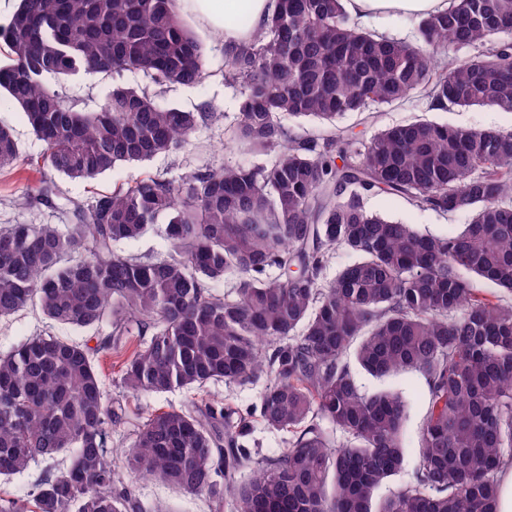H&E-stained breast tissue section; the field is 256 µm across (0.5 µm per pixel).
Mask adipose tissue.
Masks as SVG:
<instances>
[{"label":"adipose tissue","instance_id":"adipose-tissue-1","mask_svg":"<svg viewBox=\"0 0 512 512\" xmlns=\"http://www.w3.org/2000/svg\"><path fill=\"white\" fill-rule=\"evenodd\" d=\"M178 5L188 6L208 24L218 28L225 42L250 40L254 26L260 25L276 8V0H176ZM348 11L355 17H392L398 14L422 17L442 10L447 0H345ZM246 14L252 25L242 28L235 24L237 15Z\"/></svg>","mask_w":512,"mask_h":512}]
</instances>
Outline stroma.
I'll list each match as a JSON object with an SVG mask.
<instances>
[{
	"label": "stroma",
	"mask_w": 512,
	"mask_h": 512,
	"mask_svg": "<svg viewBox=\"0 0 512 512\" xmlns=\"http://www.w3.org/2000/svg\"><path fill=\"white\" fill-rule=\"evenodd\" d=\"M182 16L205 46L206 78L201 85L166 87L153 83L143 74L126 72L110 80L99 76L78 75L51 81L50 86L67 105L83 112L95 110L104 101L112 85L120 83L145 92L164 107L217 113V121L197 130L174 153L141 164L118 166L112 172L88 183L66 179L49 168L33 170L28 161L43 154L44 145L32 134L23 113L7 96L0 95V124L11 129L20 150V157L13 167L0 169V230L14 224H55L60 229H67L73 218L63 205V196L87 201L95 194L111 191L115 183L144 174L176 181L195 170H217L227 164L253 166L269 162V154L225 147L223 119L236 115L239 90L224 80V40L195 13L186 10ZM418 119L446 123L466 130L512 128V113L489 107L432 110L427 100L416 94L408 101L381 108L369 119L360 113L347 114L340 124L353 128L361 142L365 143L379 130ZM365 205L370 212L412 225L418 232L437 236L447 235L450 229L460 227L469 220L465 214L448 215L420 210L399 198L371 195L366 197ZM117 250L125 256L142 261L163 260L171 255L165 226L161 223L151 226L138 240L119 244ZM69 333V328L51 323L38 307L30 306L0 319V355L7 354L17 344L32 336H66ZM120 369V357L112 353L102 357L100 370L105 377L108 397L111 402L126 407V415L121 424L112 429L108 448L117 477L122 483L131 485L142 512H152L159 504L165 506L168 512H210L202 498L153 480H131L125 460L120 454L121 449L131 446L136 432L151 412L182 407L187 403L189 395L185 391L175 390L134 400L121 382ZM359 381L368 390L392 389L405 396L410 409L406 427V466L414 468L420 428L431 405V396L424 378L415 372L381 379L363 373Z\"/></svg>",
	"instance_id": "obj_1"
}]
</instances>
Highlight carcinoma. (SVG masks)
Returning a JSON list of instances; mask_svg holds the SVG:
<instances>
[{"instance_id":"obj_1","label":"carcinoma","mask_w":512,"mask_h":512,"mask_svg":"<svg viewBox=\"0 0 512 512\" xmlns=\"http://www.w3.org/2000/svg\"><path fill=\"white\" fill-rule=\"evenodd\" d=\"M462 47L476 54H449ZM0 54V91L45 145L43 162L71 179L172 153L217 118L122 86L97 111L78 112L45 83L130 71L169 87L202 84L203 47L176 0H19L0 24ZM224 79L242 88L225 140L274 158L178 183L150 174L116 183L88 205L70 201L78 223L66 233L50 224L0 232V318L36 306L75 330L107 321L115 350L134 331L147 337L122 362L128 391L196 397L150 415L127 466L213 512L227 499L235 512H499V473L512 466V129L416 120L356 154V133L336 121L414 92L433 109L512 112V0H448L413 42L364 29L344 0H279L250 41L224 45ZM287 117L331 135L290 139ZM17 157L0 125V168ZM367 193L469 221L420 234L367 211ZM161 217L169 259L116 251ZM336 249L353 261L327 282ZM226 278L231 292L211 290ZM98 353L40 335L0 356V476L53 462L27 497L0 495V512L136 508L108 456L119 412ZM358 368L375 378L418 372L431 395L417 466L380 500V485L403 469L408 404L364 389ZM219 381L265 387L236 416L205 394ZM257 424L283 448L256 453Z\"/></svg>"}]
</instances>
